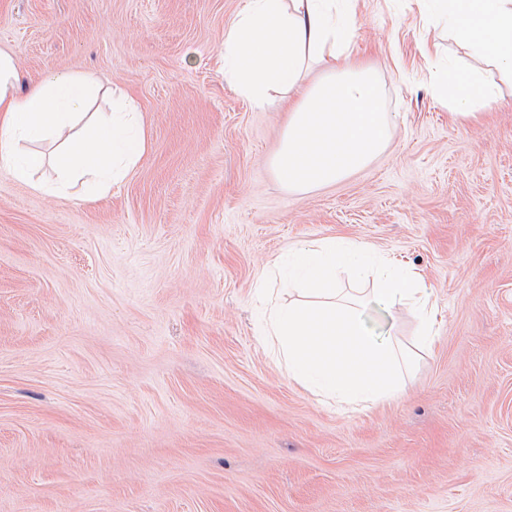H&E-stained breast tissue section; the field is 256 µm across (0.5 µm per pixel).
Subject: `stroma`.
<instances>
[{
    "instance_id": "35a3bbf8",
    "label": "stroma",
    "mask_w": 512,
    "mask_h": 512,
    "mask_svg": "<svg viewBox=\"0 0 512 512\" xmlns=\"http://www.w3.org/2000/svg\"><path fill=\"white\" fill-rule=\"evenodd\" d=\"M246 0H0L21 89L119 87L151 147L102 198L0 174V512H512V86L478 123L434 96L425 42L483 61L418 0H352L394 119L366 168L305 192L286 115L224 76ZM336 237L420 275L437 338L405 391L330 405L258 329L261 272ZM413 346L408 308L368 306Z\"/></svg>"
}]
</instances>
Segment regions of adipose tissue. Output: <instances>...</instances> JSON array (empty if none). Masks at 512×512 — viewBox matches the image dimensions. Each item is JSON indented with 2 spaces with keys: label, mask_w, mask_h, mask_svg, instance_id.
<instances>
[{
  "label": "adipose tissue",
  "mask_w": 512,
  "mask_h": 512,
  "mask_svg": "<svg viewBox=\"0 0 512 512\" xmlns=\"http://www.w3.org/2000/svg\"><path fill=\"white\" fill-rule=\"evenodd\" d=\"M425 13L447 18L457 38L512 82V0H420ZM351 12L336 0H247L224 37V72L259 108L287 114L272 164L295 190L337 182L365 167L387 145L393 118L374 69L350 58ZM321 77L304 84L310 63ZM16 60L0 51V173L32 183L46 159L38 143L63 152L44 191L66 196L77 182L96 196L121 183L150 148L141 112L128 94L111 111L95 112L92 80L51 71L31 89L17 86ZM435 96L456 119L476 118L499 99L478 74L441 71ZM266 276H280L290 298L270 302L262 331L288 377L315 394L375 404L399 396L414 354L368 325L361 298L346 282H371L370 295L392 308L412 305L419 348L435 342V309L419 278L394 259L333 238L306 242L276 258Z\"/></svg>",
  "instance_id": "adipose-tissue-1"
}]
</instances>
